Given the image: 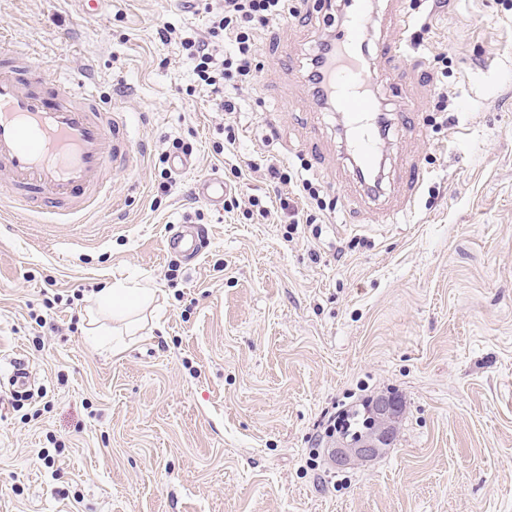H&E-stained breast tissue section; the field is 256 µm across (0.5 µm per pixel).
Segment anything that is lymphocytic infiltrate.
Listing matches in <instances>:
<instances>
[{"instance_id": "1", "label": "lymphocytic infiltrate", "mask_w": 512, "mask_h": 512, "mask_svg": "<svg viewBox=\"0 0 512 512\" xmlns=\"http://www.w3.org/2000/svg\"><path fill=\"white\" fill-rule=\"evenodd\" d=\"M203 10L207 15L203 34L182 38L175 27L166 25L157 36L163 43L179 41L191 62L195 85L215 97L218 111L232 114L239 104L237 92L250 84L258 69V31L271 22L297 17L299 10L294 0H209ZM250 168L266 171L282 183L295 182L301 196L327 210L326 201L302 171L273 157L251 162Z\"/></svg>"}]
</instances>
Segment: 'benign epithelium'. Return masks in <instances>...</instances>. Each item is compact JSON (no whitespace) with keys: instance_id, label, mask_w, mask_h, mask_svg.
Here are the masks:
<instances>
[{"instance_id":"obj_1","label":"benign epithelium","mask_w":512,"mask_h":512,"mask_svg":"<svg viewBox=\"0 0 512 512\" xmlns=\"http://www.w3.org/2000/svg\"><path fill=\"white\" fill-rule=\"evenodd\" d=\"M396 401L380 395L371 402L373 426L362 438L352 442H341L328 449V456L338 465L346 466L355 462H367L387 450L394 439V418Z\"/></svg>"}]
</instances>
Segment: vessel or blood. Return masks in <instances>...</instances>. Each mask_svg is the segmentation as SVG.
<instances>
[{
  "mask_svg": "<svg viewBox=\"0 0 512 512\" xmlns=\"http://www.w3.org/2000/svg\"><path fill=\"white\" fill-rule=\"evenodd\" d=\"M375 0H348L324 63V85L314 88L317 105L339 112L358 171L378 169L384 151L382 104L374 88L378 72L366 67L361 49ZM141 155L124 112L101 104L90 78L54 80L32 66L0 62V173L10 196L56 224L82 223L99 206L113 172H134ZM223 179L206 177L195 194L224 201ZM202 234L184 221L167 236V252L198 258Z\"/></svg>",
  "mask_w": 512,
  "mask_h": 512,
  "instance_id": "vessel-or-blood-1",
  "label": "vessel or blood"
}]
</instances>
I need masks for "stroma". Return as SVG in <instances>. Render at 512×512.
<instances>
[{
    "label": "stroma",
    "mask_w": 512,
    "mask_h": 512,
    "mask_svg": "<svg viewBox=\"0 0 512 512\" xmlns=\"http://www.w3.org/2000/svg\"><path fill=\"white\" fill-rule=\"evenodd\" d=\"M342 12L305 0L262 29L256 77L225 115L155 35L201 31L203 12L0 0V49L57 78L92 71L142 155L85 223L0 215V384L17 361L32 376L31 398H0V512H512V0H381L367 39L421 43L398 86L378 83L385 112L415 114L386 141L378 197L304 77ZM175 139L196 166L167 191ZM261 154L306 162L334 211L253 172ZM210 175L233 211L195 196ZM198 213V260L167 252ZM296 214L314 225L289 232ZM118 280L155 293L116 353L86 329ZM389 393L391 448L333 465L329 416Z\"/></svg>",
    "instance_id": "35a3bbf8"
}]
</instances>
